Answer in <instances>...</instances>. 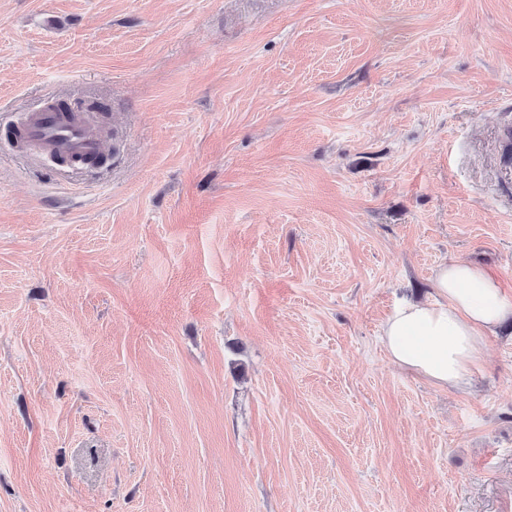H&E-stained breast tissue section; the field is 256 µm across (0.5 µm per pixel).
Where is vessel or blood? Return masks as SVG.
<instances>
[{
  "label": "vessel or blood",
  "mask_w": 512,
  "mask_h": 512,
  "mask_svg": "<svg viewBox=\"0 0 512 512\" xmlns=\"http://www.w3.org/2000/svg\"><path fill=\"white\" fill-rule=\"evenodd\" d=\"M28 147L48 156L83 159L101 153L103 137L86 113L39 108L29 112L14 139L16 151Z\"/></svg>",
  "instance_id": "obj_1"
}]
</instances>
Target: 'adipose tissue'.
<instances>
[{
	"instance_id": "obj_1",
	"label": "adipose tissue",
	"mask_w": 512,
	"mask_h": 512,
	"mask_svg": "<svg viewBox=\"0 0 512 512\" xmlns=\"http://www.w3.org/2000/svg\"><path fill=\"white\" fill-rule=\"evenodd\" d=\"M433 295L399 304L381 340L391 361L436 385L463 389L484 357L486 337L512 320L498 279L466 260L440 264Z\"/></svg>"
}]
</instances>
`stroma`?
Listing matches in <instances>:
<instances>
[{"instance_id":"stroma-1","label":"stroma","mask_w":512,"mask_h":512,"mask_svg":"<svg viewBox=\"0 0 512 512\" xmlns=\"http://www.w3.org/2000/svg\"><path fill=\"white\" fill-rule=\"evenodd\" d=\"M0 512H501L512 323L466 389L381 327L512 296V0H0ZM14 138L16 151L33 147L42 154L66 158H90L102 152L103 137L85 112H52L38 108L24 117Z\"/></svg>"}]
</instances>
